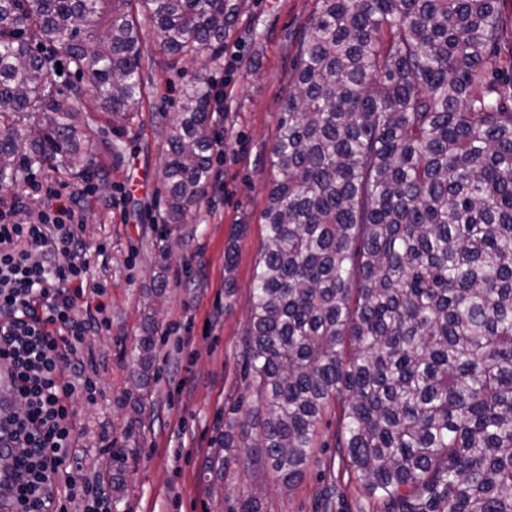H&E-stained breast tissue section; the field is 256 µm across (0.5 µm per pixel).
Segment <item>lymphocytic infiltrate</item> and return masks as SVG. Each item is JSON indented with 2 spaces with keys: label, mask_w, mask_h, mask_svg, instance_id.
I'll return each instance as SVG.
<instances>
[{
  "label": "lymphocytic infiltrate",
  "mask_w": 512,
  "mask_h": 512,
  "mask_svg": "<svg viewBox=\"0 0 512 512\" xmlns=\"http://www.w3.org/2000/svg\"><path fill=\"white\" fill-rule=\"evenodd\" d=\"M44 196L35 221L20 218L19 206L0 209V365L16 389L11 407L0 409V443L11 448L18 472L15 512H57L61 499L73 497L60 482L79 463L73 397L95 390L80 352L104 323V305L89 312L77 304L86 291L104 289L88 282L83 196L50 186Z\"/></svg>",
  "instance_id": "obj_1"
}]
</instances>
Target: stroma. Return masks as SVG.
<instances>
[{
	"label": "stroma",
	"instance_id": "stroma-1",
	"mask_svg": "<svg viewBox=\"0 0 512 512\" xmlns=\"http://www.w3.org/2000/svg\"><path fill=\"white\" fill-rule=\"evenodd\" d=\"M317 9V0H245L223 51L205 69L163 52L156 33L144 29L148 97L142 112L125 127L103 121L90 131L98 147L87 171L71 176L36 167L25 178L21 197L29 215L41 207L32 183L49 180L87 193L82 237L90 281L104 284L106 292L87 294L82 302L104 304L108 323L91 331L83 345L97 393L91 399L74 396L80 468L72 480L111 493L112 473L102 464L113 449H124L125 490L111 512H237L241 497L252 492L262 495L266 512H317L332 482L343 496L341 512L374 502L340 459L335 446L340 413L333 408L324 415L318 449L290 491H282L243 447L227 455L223 476L205 469L229 422L257 421L242 375L241 344L265 240L270 153L296 46ZM200 76L224 94V105L211 120L223 149L213 154L207 197L188 223L164 236L168 144L161 116L180 111L184 89ZM104 138L111 149L100 147ZM230 246L235 267L228 275L224 252ZM161 281L167 292L155 316L154 376L139 389L134 379L145 307Z\"/></svg>",
	"mask_w": 512,
	"mask_h": 512
}]
</instances>
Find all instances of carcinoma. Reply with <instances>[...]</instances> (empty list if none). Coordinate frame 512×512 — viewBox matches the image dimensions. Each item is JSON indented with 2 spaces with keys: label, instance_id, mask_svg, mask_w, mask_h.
I'll return each instance as SVG.
<instances>
[{
  "label": "carcinoma",
  "instance_id": "1",
  "mask_svg": "<svg viewBox=\"0 0 512 512\" xmlns=\"http://www.w3.org/2000/svg\"><path fill=\"white\" fill-rule=\"evenodd\" d=\"M506 0H319L270 154L240 428L291 490L325 412L379 512H512V62ZM245 0H0V184L68 171L142 109V30L214 59ZM61 66H56V63ZM62 73H57V70ZM217 87L167 120L164 234L206 197ZM101 112L79 110L86 95ZM154 326L139 385L152 376ZM330 484L320 512H336Z\"/></svg>",
  "mask_w": 512,
  "mask_h": 512
}]
</instances>
